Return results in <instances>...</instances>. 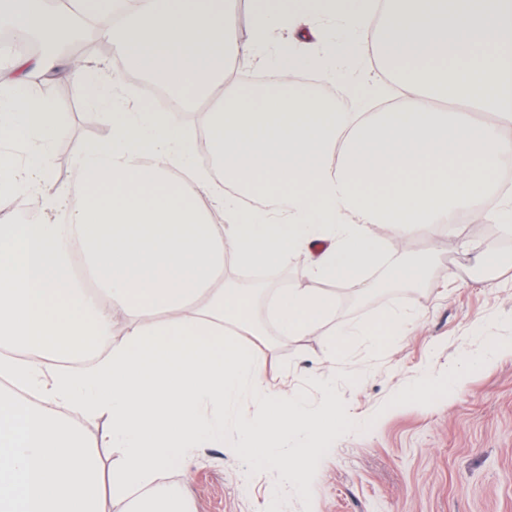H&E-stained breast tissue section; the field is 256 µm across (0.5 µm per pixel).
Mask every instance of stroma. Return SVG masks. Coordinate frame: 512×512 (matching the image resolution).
<instances>
[{
  "mask_svg": "<svg viewBox=\"0 0 512 512\" xmlns=\"http://www.w3.org/2000/svg\"><path fill=\"white\" fill-rule=\"evenodd\" d=\"M350 77L334 83L331 97L344 112H372L378 100H363L357 88L369 71L362 57L350 61ZM55 78L35 79L33 93L57 99L67 128L53 153L78 151L107 131L102 110L84 89L70 85L58 97ZM380 262L364 279L381 281L407 255L424 256L428 277L419 288H389L356 303L347 284H335L336 311L309 336L278 335L267 324L245 343L265 366L270 382L305 391L319 406L326 383L342 408L364 415L367 426L337 434L332 447L314 457L304 490H288L282 512H512V234L474 237L438 229L404 245L384 238ZM415 304L419 315L405 336L380 348L354 337L336 364L324 350L339 328ZM504 343L498 354L469 372L453 391L426 402L410 387L430 366L436 383L448 369L487 341ZM165 482L185 488L193 512H269L275 469L259 460L203 448L190 467L172 461Z\"/></svg>",
  "mask_w": 512,
  "mask_h": 512,
  "instance_id": "obj_1",
  "label": "stroma"
}]
</instances>
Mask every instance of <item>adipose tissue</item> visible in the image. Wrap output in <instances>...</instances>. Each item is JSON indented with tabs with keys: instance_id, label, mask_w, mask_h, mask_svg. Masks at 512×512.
<instances>
[{
	"instance_id": "adipose-tissue-1",
	"label": "adipose tissue",
	"mask_w": 512,
	"mask_h": 512,
	"mask_svg": "<svg viewBox=\"0 0 512 512\" xmlns=\"http://www.w3.org/2000/svg\"><path fill=\"white\" fill-rule=\"evenodd\" d=\"M93 14L110 15L100 35L134 71L210 100L200 123L224 183L199 169L188 127L144 103L120 108L99 64L48 49L14 57L0 77V512H192L181 486L158 478L200 448L252 455L279 469V490L297 488L352 419L334 399L312 408L272 391L258 358L227 339L231 326L263 328L258 289L225 282L224 269L308 250V285L271 306L279 335L305 336L335 312L326 283L374 294L361 273L384 238L433 235L458 212L511 223L499 169L512 157V0L465 11L448 0H260L256 43L290 18L353 36L337 44L331 79L345 78L352 46L387 52L402 95L379 114L340 111L287 77L263 89L229 81L238 42L223 0H146L135 15L123 0L55 12L0 0V27L21 39ZM60 71L109 124L74 156L72 188L56 181L51 152L65 116L30 90L32 74ZM246 194L274 206L245 208ZM22 198L37 209L20 219ZM415 315L396 309L344 334L391 343ZM103 416L109 427L90 430ZM102 448L118 455L107 480Z\"/></svg>"
}]
</instances>
